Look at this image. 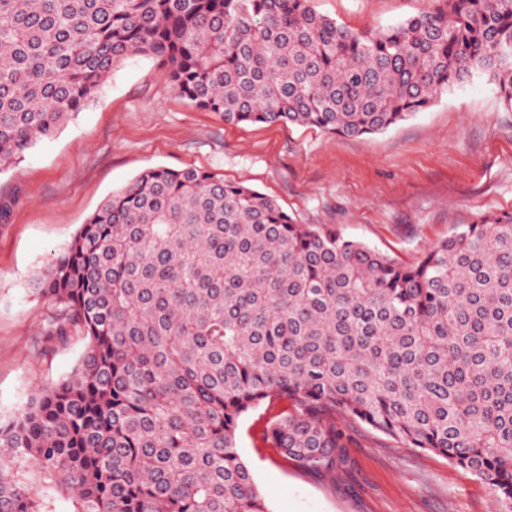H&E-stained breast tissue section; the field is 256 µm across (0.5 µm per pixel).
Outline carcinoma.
Here are the masks:
<instances>
[{"mask_svg": "<svg viewBox=\"0 0 512 512\" xmlns=\"http://www.w3.org/2000/svg\"><path fill=\"white\" fill-rule=\"evenodd\" d=\"M136 56L227 123L371 135L476 70L512 108V0H435L367 32L311 0H0V169ZM30 291L53 308L46 341L87 347L0 420V447L73 512H270L237 433L276 399L264 441L305 471L346 465L342 423L358 421L512 512V214L400 263L241 182L149 168ZM0 512L50 510L0 462Z\"/></svg>", "mask_w": 512, "mask_h": 512, "instance_id": "1", "label": "carcinoma"}]
</instances>
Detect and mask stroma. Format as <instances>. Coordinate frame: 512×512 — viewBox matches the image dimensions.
<instances>
[{"label":"stroma","mask_w":512,"mask_h":512,"mask_svg":"<svg viewBox=\"0 0 512 512\" xmlns=\"http://www.w3.org/2000/svg\"><path fill=\"white\" fill-rule=\"evenodd\" d=\"M357 31L430 12L434 0H312ZM151 167H196L275 199L299 224L338 230L416 261L461 224L512 213V108L484 74L373 135L225 123L178 95L150 57L115 69L96 101L0 170V418L67 375L85 342L47 344L50 306L27 289L101 203ZM286 402L243 417L238 447L271 512H501L494 493L444 457L357 421L350 463L299 470L263 440Z\"/></svg>","instance_id":"obj_1"}]
</instances>
